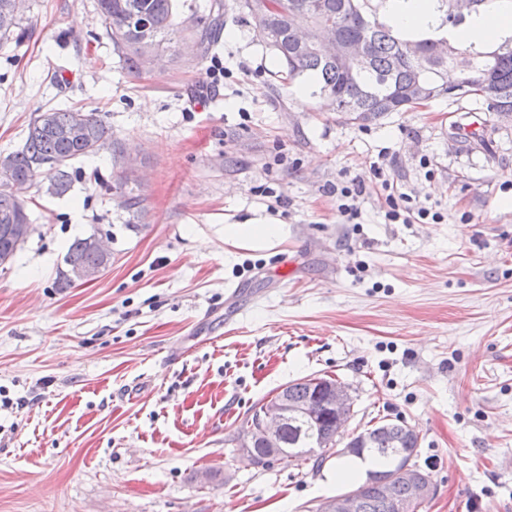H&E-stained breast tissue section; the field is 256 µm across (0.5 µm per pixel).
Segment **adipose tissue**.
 <instances>
[{
    "instance_id": "1",
    "label": "adipose tissue",
    "mask_w": 512,
    "mask_h": 512,
    "mask_svg": "<svg viewBox=\"0 0 512 512\" xmlns=\"http://www.w3.org/2000/svg\"><path fill=\"white\" fill-rule=\"evenodd\" d=\"M379 16L403 39L437 38L452 35L453 39L480 50L490 43L512 38V10L490 6L471 14L455 30L441 27L437 0H382ZM225 239H233L253 249L282 242L283 224L273 219H253L224 228Z\"/></svg>"
}]
</instances>
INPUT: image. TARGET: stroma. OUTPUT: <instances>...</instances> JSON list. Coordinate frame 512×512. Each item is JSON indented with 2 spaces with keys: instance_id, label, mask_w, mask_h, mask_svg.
Segmentation results:
<instances>
[{
  "instance_id": "1",
  "label": "stroma",
  "mask_w": 512,
  "mask_h": 512,
  "mask_svg": "<svg viewBox=\"0 0 512 512\" xmlns=\"http://www.w3.org/2000/svg\"><path fill=\"white\" fill-rule=\"evenodd\" d=\"M208 0L160 68L122 67L95 0H25L0 50V154L34 113L74 107L115 149L72 187L24 197L35 231L0 269V512H314L341 464L255 463L241 423L289 382L329 376L347 429L401 419L434 494L421 512H512V118L469 97L350 122L274 79L273 53ZM220 60L224 75L207 84ZM133 166L143 202L116 205ZM383 167L435 224H390ZM365 181L356 223L338 186ZM277 218L262 250L224 227ZM112 235L96 280L57 285L75 238Z\"/></svg>"
}]
</instances>
